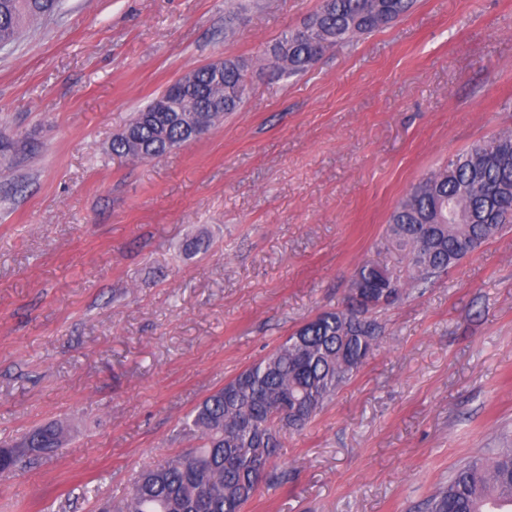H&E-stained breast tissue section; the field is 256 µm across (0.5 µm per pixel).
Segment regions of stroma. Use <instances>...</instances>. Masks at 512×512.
I'll return each mask as SVG.
<instances>
[{
  "instance_id": "obj_1",
  "label": "stroma",
  "mask_w": 512,
  "mask_h": 512,
  "mask_svg": "<svg viewBox=\"0 0 512 512\" xmlns=\"http://www.w3.org/2000/svg\"><path fill=\"white\" fill-rule=\"evenodd\" d=\"M320 0H61L0 50V441L66 444L0 472V512H99L194 447L183 421L320 312L413 184L512 131V0H417L305 74L249 72L238 112L145 161L133 112L186 73L252 60ZM380 347L245 512H418L512 438V227L375 314ZM68 429L57 421L29 430L20 440L1 446L0 470H10L11 462L2 455L4 448H31L35 454L48 455L59 448L68 436Z\"/></svg>"
}]
</instances>
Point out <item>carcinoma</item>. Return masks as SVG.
Segmentation results:
<instances>
[{"label": "carcinoma", "mask_w": 512, "mask_h": 512, "mask_svg": "<svg viewBox=\"0 0 512 512\" xmlns=\"http://www.w3.org/2000/svg\"><path fill=\"white\" fill-rule=\"evenodd\" d=\"M58 5L59 0H0V48ZM413 5L414 0H320L303 29L285 32L264 49L271 60L267 75L303 74L325 53L397 21ZM247 71L236 58L224 63L220 76L207 65L193 70L196 93L184 102L179 82L168 86L113 138L112 154L151 159L190 139L181 122L156 111L163 100L193 109L212 128L244 102ZM509 224L512 132H505L424 176L395 206L387 242L402 252L407 279L361 264L344 308L321 312L207 396L184 421L197 447L140 472L112 512H243L281 447L280 428L305 427L379 348L382 327L371 313L409 288L430 284ZM67 436V427L52 421L10 447L49 455ZM497 502L512 506V447L460 465L421 512H495Z\"/></svg>", "instance_id": "obj_1"}]
</instances>
